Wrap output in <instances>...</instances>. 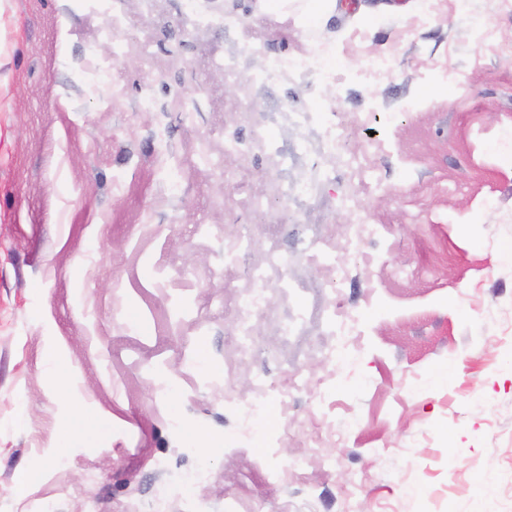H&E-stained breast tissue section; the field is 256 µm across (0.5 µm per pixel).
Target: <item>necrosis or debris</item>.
Instances as JSON below:
<instances>
[{
    "label": "necrosis or debris",
    "instance_id": "obj_1",
    "mask_svg": "<svg viewBox=\"0 0 512 512\" xmlns=\"http://www.w3.org/2000/svg\"><path fill=\"white\" fill-rule=\"evenodd\" d=\"M224 30L230 33L231 40L216 65L223 73L225 85L234 90L233 98L224 103L225 112L233 117L232 126L224 130V148L237 153L242 161L260 162L264 170L260 189H253L247 178H240L234 191L225 193V207L241 208L261 215L265 212L267 200L288 196L299 199L315 194L318 189L317 182L307 175H300L291 181L285 176L288 157L270 133L271 122L266 111L255 105L260 84L270 79L303 87L318 98L317 107H302L305 124L307 128L323 130L321 151L341 160L351 159V177L357 184L356 194L364 196L369 190L366 179L369 161L383 151L384 145L373 142L366 150L352 153L353 137L362 125L363 118L356 112L337 111L335 97L312 80V51L276 55L272 41L277 33L272 30L270 22L246 23L231 12L224 15ZM242 130L247 131V138H239L238 133ZM245 249L259 257L254 267L255 280H275L280 287H287L285 261L269 239H225L224 258L232 260Z\"/></svg>",
    "mask_w": 512,
    "mask_h": 512
}]
</instances>
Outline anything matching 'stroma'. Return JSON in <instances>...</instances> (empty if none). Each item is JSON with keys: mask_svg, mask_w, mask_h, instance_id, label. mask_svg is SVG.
I'll return each instance as SVG.
<instances>
[{"mask_svg": "<svg viewBox=\"0 0 512 512\" xmlns=\"http://www.w3.org/2000/svg\"><path fill=\"white\" fill-rule=\"evenodd\" d=\"M230 6L286 21L278 52L306 42L326 72L349 71L336 107L369 115L356 150L386 143L363 204L392 236L350 241L355 186L329 162L317 193L272 203L268 223L225 208L240 169L224 161L212 61ZM119 8L112 41L93 0H0V512H344L354 484L353 512H512V0ZM380 59L387 76L365 84ZM269 234L290 288L264 283L244 357L235 284L255 258L225 269L224 240ZM312 239L376 262L324 279ZM253 400L268 411L246 431ZM75 407L88 434L62 428ZM202 462L191 493L170 487Z\"/></svg>", "mask_w": 512, "mask_h": 512, "instance_id": "obj_1", "label": "stroma"}]
</instances>
